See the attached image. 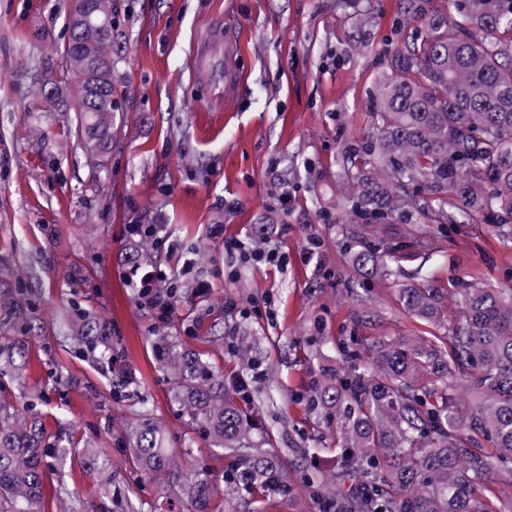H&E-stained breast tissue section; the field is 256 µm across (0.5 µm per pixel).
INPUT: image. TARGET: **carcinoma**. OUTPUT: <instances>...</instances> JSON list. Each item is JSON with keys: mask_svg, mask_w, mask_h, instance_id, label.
I'll list each match as a JSON object with an SVG mask.
<instances>
[{"mask_svg": "<svg viewBox=\"0 0 512 512\" xmlns=\"http://www.w3.org/2000/svg\"><path fill=\"white\" fill-rule=\"evenodd\" d=\"M397 0L398 31L413 25L388 61L371 97L373 126L343 146L344 210L364 236L347 244L361 277L400 272L399 259L422 255L431 224L480 218L512 240V0ZM71 39L64 48L66 79L76 88V134L93 158L112 147L120 78L112 43L120 27L116 0H74ZM401 217L398 240L374 237L377 224ZM442 289L428 280L402 283L408 314L441 336L341 345L336 367L310 398L340 439L336 471L316 495L342 512H507L487 492L512 486V289L464 282L445 313ZM18 289L9 311L13 336H0V377L20 383L29 363L24 308ZM70 337L79 353L115 372L112 396L123 397L130 372L112 360L106 323L73 306ZM161 364L175 376L173 397L192 428L216 449L237 448L224 471L225 495L262 491L288 499L293 489L280 458L253 441L254 425L224 387V376L202 359L161 343ZM476 394L464 399L459 385ZM492 451L483 450V441ZM122 448L145 478L162 485L177 476L190 512H213L209 471L168 451L163 428L146 414L121 435ZM70 449L49 437L33 399L0 403V512H44L46 480ZM84 464L105 471L112 462L91 441ZM368 472L369 489L341 497L344 474Z\"/></svg>", "mask_w": 512, "mask_h": 512, "instance_id": "carcinoma-1", "label": "carcinoma"}]
</instances>
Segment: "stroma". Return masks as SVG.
Here are the masks:
<instances>
[{
	"mask_svg": "<svg viewBox=\"0 0 512 512\" xmlns=\"http://www.w3.org/2000/svg\"><path fill=\"white\" fill-rule=\"evenodd\" d=\"M123 22L113 48L122 127L91 171L74 133V89L38 81L62 74L67 0H0V294L23 276L38 304L26 342L24 386L0 380V397L39 395L50 435L75 445L93 439L112 455V488L138 512H187V502L147 482L115 442L141 407L166 430L171 448L221 475L227 465L188 425L156 360L158 338L193 350L225 386L252 378L246 414L256 441L280 455L294 501L251 494L255 512H318L309 484L334 469L337 440L308 399L318 363L339 343L425 336L432 327L402 309L393 278L363 281L343 244L359 230L343 214L338 157L343 141L371 126L370 95L403 36L395 0H117ZM234 44L243 87L224 103V47ZM167 226L148 248L180 288L166 322L140 304L127 233L136 217ZM221 236H210L213 225ZM288 263H258L228 278L224 240H253L256 225ZM288 232L275 236L279 225ZM320 247L308 252L309 239ZM428 258L402 263L439 288L457 281L512 288V243L475 219L434 227ZM209 282L205 294L197 281ZM368 297L360 318L350 293ZM234 310H226V303ZM78 304L108 323L112 353L132 368L127 398L112 397L107 368L64 341L63 313ZM65 480L47 478L45 512L56 488L121 512L98 474L76 463Z\"/></svg>",
	"mask_w": 512,
	"mask_h": 512,
	"instance_id": "35a3bbf8",
	"label": "stroma"
}]
</instances>
